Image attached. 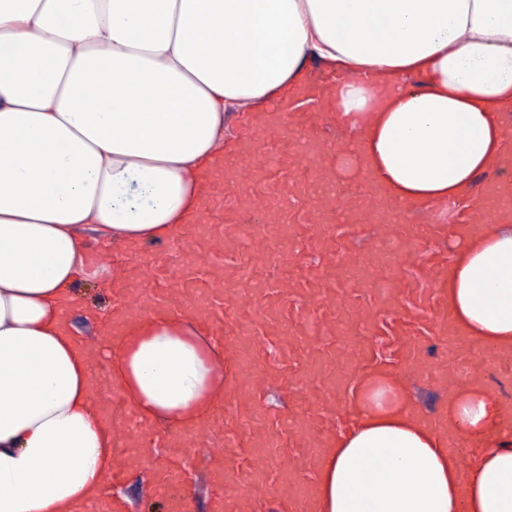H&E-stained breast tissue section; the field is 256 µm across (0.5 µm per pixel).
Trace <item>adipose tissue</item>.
I'll return each instance as SVG.
<instances>
[{"instance_id": "ef3b65f1", "label": "adipose tissue", "mask_w": 512, "mask_h": 512, "mask_svg": "<svg viewBox=\"0 0 512 512\" xmlns=\"http://www.w3.org/2000/svg\"><path fill=\"white\" fill-rule=\"evenodd\" d=\"M314 58L340 76L348 177L380 174L400 202L465 200L506 150L512 0H0V512H80L112 468L93 360L61 328L77 277L104 270L84 225L138 255L178 240L225 106L267 122ZM442 279L462 337L512 353V226L458 238ZM95 344L137 419L177 433L233 383L185 310ZM445 407L467 458L414 418L394 374H360L355 427L316 465L317 512H512L503 403L467 382Z\"/></svg>"}]
</instances>
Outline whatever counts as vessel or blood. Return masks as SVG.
I'll return each instance as SVG.
<instances>
[{"label": "vessel or blood", "mask_w": 512, "mask_h": 512, "mask_svg": "<svg viewBox=\"0 0 512 512\" xmlns=\"http://www.w3.org/2000/svg\"><path fill=\"white\" fill-rule=\"evenodd\" d=\"M329 82L326 76L297 82L274 104L281 121L245 128L225 149L219 162L223 176L209 182L200 208L184 224L179 247L186 263L179 272L113 252L118 275L107 334L123 336L134 317L150 311L187 308L234 360L239 384L233 399L252 417L232 422L218 411L202 426L175 436L130 424L100 404L99 416L122 449L107 478L110 485L120 484L129 468L147 464L159 488L170 491L180 472L176 449L204 448L216 504L232 499L239 512H257L260 502L272 499L278 512H311L308 473L336 431L334 414L345 410L356 376L378 362L371 335L382 310L394 315L388 365L395 374L404 379L424 374L443 390H454V374L433 369L419 352L421 319L431 335L451 349L460 347L438 294L424 307L400 312L398 288L384 285L394 265L417 261L407 244L422 229L397 223V216L427 215L432 208L394 203L376 175L369 177L365 195L340 189L335 144L321 133L320 118L331 110L323 91ZM508 217L512 190L491 182L459 214L456 229L489 232ZM333 224L374 225L379 243L361 256L337 245L329 232ZM309 236L324 255L322 263L304 274L286 273L274 284L259 278L270 255L288 265ZM390 239L405 242V249L385 254L381 244ZM256 335L273 337L282 357L259 363ZM492 365L511 368L512 357L492 351L470 355L462 370L481 381ZM269 378L297 387L293 411L273 421L258 402Z\"/></svg>", "instance_id": "vessel-or-blood-1"}]
</instances>
